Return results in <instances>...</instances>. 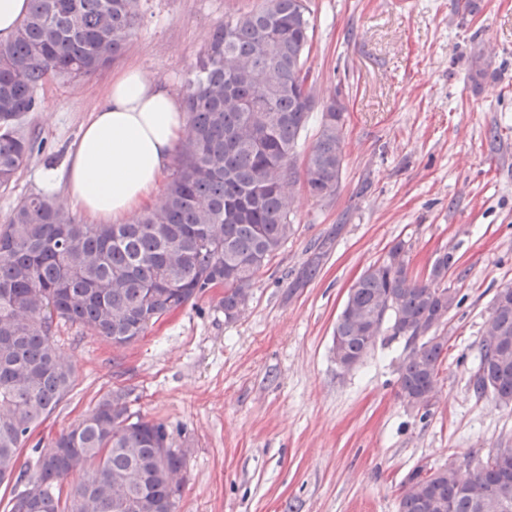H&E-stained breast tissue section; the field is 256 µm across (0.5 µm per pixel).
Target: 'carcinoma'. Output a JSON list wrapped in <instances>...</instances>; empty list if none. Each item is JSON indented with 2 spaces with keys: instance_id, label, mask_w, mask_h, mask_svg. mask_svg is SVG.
Wrapping results in <instances>:
<instances>
[{
  "instance_id": "carcinoma-1",
  "label": "carcinoma",
  "mask_w": 512,
  "mask_h": 512,
  "mask_svg": "<svg viewBox=\"0 0 512 512\" xmlns=\"http://www.w3.org/2000/svg\"><path fill=\"white\" fill-rule=\"evenodd\" d=\"M213 31L188 82L189 119L161 203L131 224H79L54 198L33 194L0 225V487L4 512H176L174 475L184 453L167 426L116 410L114 391L63 430L32 474L20 466L34 431L70 392L74 370L51 341L54 320L81 325L121 347L161 317L224 285L232 322L261 268L294 233L291 182L334 194L344 165L343 126L327 104L315 144L298 171L301 134L314 109L307 0H265ZM140 16V0H29L13 34L0 41V187L7 188L34 145L26 119L37 90L54 76L75 79L117 60ZM410 245L392 244L351 289L353 313L336 321L341 344L360 363L375 347L366 323H389L405 340L398 395L430 406L445 343H412L415 330L448 313L452 257L412 275ZM390 300L395 307L383 313ZM474 389L512 404V306L488 315ZM80 479L69 489L62 482ZM398 512H512V449L473 470L423 466L407 477Z\"/></svg>"
}]
</instances>
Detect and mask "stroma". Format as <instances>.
Wrapping results in <instances>:
<instances>
[{
	"label": "stroma",
	"mask_w": 512,
	"mask_h": 512,
	"mask_svg": "<svg viewBox=\"0 0 512 512\" xmlns=\"http://www.w3.org/2000/svg\"><path fill=\"white\" fill-rule=\"evenodd\" d=\"M465 2L309 0L318 109L298 152L316 141L320 106L342 98L337 192L320 198L294 184V233L236 321H225L215 288L126 347L59 322L53 340L75 382L34 433L40 446L25 449L24 469L116 390L185 452L177 512H397L415 466L464 470L512 448V406L472 384L493 297L512 287V0ZM259 4L140 0L118 62L38 90L27 118L36 144L0 190V224L38 193L43 170L66 164L114 76L137 66L184 95L225 15ZM399 239L415 276L453 257L447 285L458 302L439 329L448 355L425 415L398 396L404 339L380 338L347 372L332 355L352 285Z\"/></svg>",
	"instance_id": "35a3bbf8"
}]
</instances>
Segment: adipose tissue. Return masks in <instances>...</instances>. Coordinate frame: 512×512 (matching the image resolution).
<instances>
[{"label": "adipose tissue", "mask_w": 512, "mask_h": 512, "mask_svg": "<svg viewBox=\"0 0 512 512\" xmlns=\"http://www.w3.org/2000/svg\"><path fill=\"white\" fill-rule=\"evenodd\" d=\"M187 124L182 100L141 68L124 69L82 127L63 172L45 171L39 187L94 224H129L151 205Z\"/></svg>", "instance_id": "obj_1"}]
</instances>
